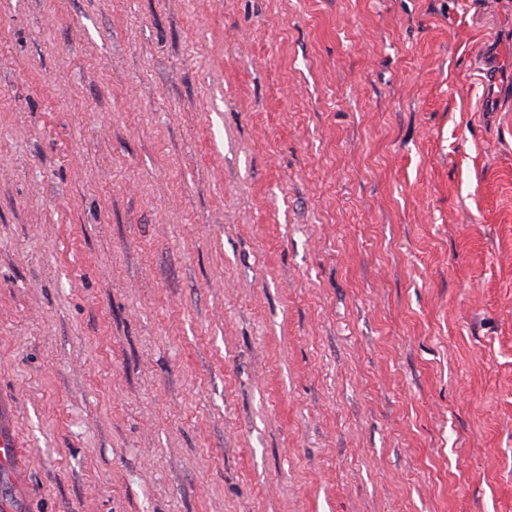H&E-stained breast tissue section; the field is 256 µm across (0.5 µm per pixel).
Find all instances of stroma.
Segmentation results:
<instances>
[{"label":"stroma","mask_w":512,"mask_h":512,"mask_svg":"<svg viewBox=\"0 0 512 512\" xmlns=\"http://www.w3.org/2000/svg\"><path fill=\"white\" fill-rule=\"evenodd\" d=\"M0 512H512V0H0Z\"/></svg>","instance_id":"35a3bbf8"}]
</instances>
